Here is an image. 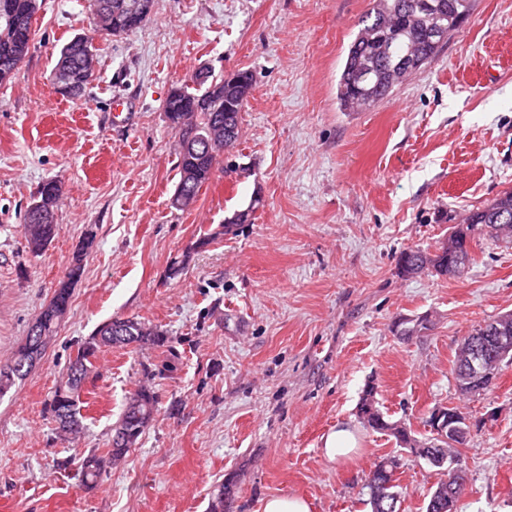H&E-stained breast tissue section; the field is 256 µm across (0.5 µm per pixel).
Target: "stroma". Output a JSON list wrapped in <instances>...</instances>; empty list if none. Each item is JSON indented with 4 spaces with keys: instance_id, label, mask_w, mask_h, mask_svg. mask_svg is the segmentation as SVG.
<instances>
[{
    "instance_id": "1",
    "label": "stroma",
    "mask_w": 512,
    "mask_h": 512,
    "mask_svg": "<svg viewBox=\"0 0 512 512\" xmlns=\"http://www.w3.org/2000/svg\"><path fill=\"white\" fill-rule=\"evenodd\" d=\"M371 0H155L134 33L100 36L88 0H38L34 40L0 87V367L74 255L84 271L36 367L0 396V512H262L271 495L313 512H367L375 464L397 457L401 512H422L427 463L358 416L366 391L428 438L438 404L470 423L456 512H512V366L463 397L462 336L512 311V243L480 235L458 278L402 274L451 225L512 189V0H473L438 55L375 106L342 111L337 84ZM96 45L81 100L53 69L75 35ZM207 67L252 72L241 136L187 209L172 205L178 135L163 102ZM126 117L114 118V98ZM60 185L58 237L31 254L23 216ZM248 212L225 232L224 221ZM182 269L171 274L172 262ZM113 318L165 344L102 349L80 392L81 431L50 410L78 347ZM428 319L403 337L400 320ZM157 411L138 445L85 486L139 386ZM350 427L357 452L328 460ZM357 440L351 429L341 427L330 433L324 442V454L329 460L348 453L356 448Z\"/></svg>"
}]
</instances>
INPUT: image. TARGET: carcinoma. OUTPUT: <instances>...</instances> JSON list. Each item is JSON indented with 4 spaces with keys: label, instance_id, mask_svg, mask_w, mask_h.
Returning a JSON list of instances; mask_svg holds the SVG:
<instances>
[{
    "label": "carcinoma",
    "instance_id": "cac0c4a2",
    "mask_svg": "<svg viewBox=\"0 0 512 512\" xmlns=\"http://www.w3.org/2000/svg\"><path fill=\"white\" fill-rule=\"evenodd\" d=\"M138 0H89L90 11L99 25L118 26L121 34L127 35L139 29L144 19H133L128 13H115L117 5H129ZM471 0H372V7L361 17L358 33L350 45L343 70L338 82L337 99L344 111H355L365 104H374L390 96L402 74H412L429 63L438 53L442 44L427 37L429 31H440L446 35L456 32L467 19ZM37 11V0H0V86L15 80L19 69L13 63L22 61L28 55L33 38V18ZM89 39L83 35L74 36L59 51L54 71L67 70L74 93L78 98L94 79L91 66L93 55L89 53ZM193 82L203 90H189L179 87L169 94L165 101L164 113L170 126L177 130L180 149L177 154L179 180L172 204L180 209L190 206L197 198L201 187L213 174L222 147L216 142L224 139H238L240 112L253 85V76L241 71L230 81L214 79L206 73L205 79L194 75ZM59 193L51 183L44 184L34 200L38 208L55 213ZM496 224L512 225V190H507L489 203L471 211L458 224L451 227V233L471 238L479 229L489 237L498 235L491 231ZM24 229L29 250L37 254L50 244L60 233L56 223L44 224L35 218L32 208L24 214ZM429 263L433 271L448 275V254H429L419 249L401 253L399 266L407 274L415 267ZM83 273L81 259L67 269L54 295L45 304L36 318V329H28L24 343L18 349L13 363L0 368V393L10 389L14 379L28 372V360L34 354H42L47 341L52 337L65 317L72 287ZM144 341L161 343L163 332L147 328L134 319H113L101 325L95 334L79 348L76 357L70 361L65 386L55 390L50 403L58 429L64 433L77 430L80 426V410L77 399L89 373V358L103 348L114 345L128 346ZM504 360H497L489 369V375L480 378L467 392L470 397L481 395L494 387L492 376L502 369ZM157 401L154 394L146 389L136 390L128 398L113 435L122 441H112L111 458H122L139 439L152 421ZM359 416L374 431L388 434L397 444L409 447L419 458L422 449L435 448L445 458V463L429 466L448 475L452 460L458 458L457 448L466 443L469 425L459 407H445V414L453 420L459 430L445 434V438L433 437L422 442L412 438L411 430L403 428L395 433L389 424L392 420L376 406L372 391L368 390L360 403ZM386 469L376 465L371 472L363 493L362 504L368 512H399L390 510L389 502L401 499L402 492L395 484L394 474L397 461L382 459ZM82 481L87 486L96 484L101 476L100 458L91 453L81 464Z\"/></svg>",
    "mask_w": 512,
    "mask_h": 512
}]
</instances>
